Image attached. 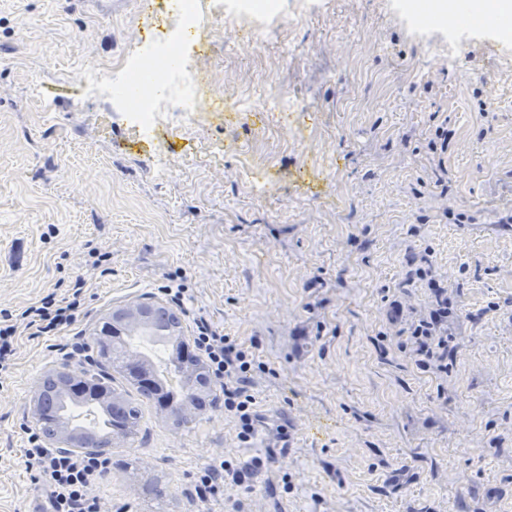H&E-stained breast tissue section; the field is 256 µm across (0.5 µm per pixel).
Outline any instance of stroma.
<instances>
[{"instance_id":"35a3bbf8","label":"stroma","mask_w":512,"mask_h":512,"mask_svg":"<svg viewBox=\"0 0 512 512\" xmlns=\"http://www.w3.org/2000/svg\"><path fill=\"white\" fill-rule=\"evenodd\" d=\"M416 0H285L262 57L246 31L200 30L184 62L230 49L224 99L201 124L139 135L109 99H87L88 60L153 36L172 0H0V311L92 278L76 322L17 339L0 377V512H36L25 465L38 379L112 308L186 287V304L253 353L249 392L296 434L275 494L197 472L267 456L223 406L173 432L141 404L142 440L115 448L165 483V512H512V46L469 15L481 67L449 62L455 32L419 23ZM276 76L295 112L237 108ZM167 169L154 159L157 141ZM446 288L448 370L408 338ZM104 512H145L117 468L93 487ZM232 464L223 459L218 464L204 467L197 473V493L203 501L224 496V472H228Z\"/></svg>"}]
</instances>
